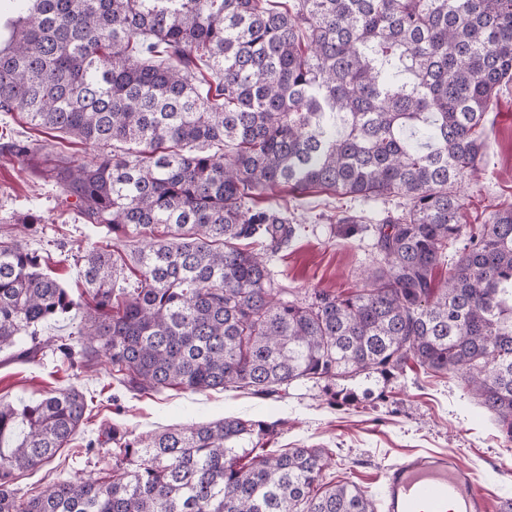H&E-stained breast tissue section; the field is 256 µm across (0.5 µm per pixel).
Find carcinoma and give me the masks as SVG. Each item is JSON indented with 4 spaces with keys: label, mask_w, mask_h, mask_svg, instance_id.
I'll use <instances>...</instances> for the list:
<instances>
[{
    "label": "carcinoma",
    "mask_w": 512,
    "mask_h": 512,
    "mask_svg": "<svg viewBox=\"0 0 512 512\" xmlns=\"http://www.w3.org/2000/svg\"><path fill=\"white\" fill-rule=\"evenodd\" d=\"M0 27V114L40 133L0 154L23 167L61 134L92 146L47 178L82 223L136 243L137 273L125 288L121 255L84 252L82 304L23 237L0 241V351L49 347L70 368L106 356L139 393L270 396L413 362L461 378L512 438V205L448 254L484 116L512 83V0H0ZM281 190L396 202L339 220L376 237L359 291L302 303L274 287L267 253L293 228L256 201ZM72 312L77 343L39 338ZM89 415L75 387L0 399V512H377L357 486L321 484L326 449L261 448L275 424L235 416L114 425L111 469L20 493L16 473Z\"/></svg>",
    "instance_id": "cac0c4a2"
}]
</instances>
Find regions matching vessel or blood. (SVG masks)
Instances as JSON below:
<instances>
[{
	"mask_svg": "<svg viewBox=\"0 0 512 512\" xmlns=\"http://www.w3.org/2000/svg\"><path fill=\"white\" fill-rule=\"evenodd\" d=\"M384 478L387 512H446L451 502L459 512L490 509L475 473L453 455H412L390 466Z\"/></svg>",
	"mask_w": 512,
	"mask_h": 512,
	"instance_id": "b4317fda",
	"label": "vessel or blood"
}]
</instances>
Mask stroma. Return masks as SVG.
<instances>
[{"mask_svg":"<svg viewBox=\"0 0 512 512\" xmlns=\"http://www.w3.org/2000/svg\"><path fill=\"white\" fill-rule=\"evenodd\" d=\"M483 137L478 172L461 187L463 221L468 226L483 223L498 207L512 204V85L501 90L487 113ZM51 164L50 157L37 155L21 168L0 156V218L7 220L0 225V234L9 235L12 222L37 212L42 230L30 244L47 256L52 276L76 295L80 287L75 255L110 245L112 236L59 205L55 186L42 176ZM288 205L294 234L287 248L270 261L276 287L290 290L300 300L317 290L335 295L359 290L363 271L376 257L373 232L362 227L345 236L337 215L347 207L373 218L379 216L382 203L317 193L289 199ZM110 370L107 363L61 369L48 349L31 362L0 351V398L28 402L74 385L93 407L75 442L61 449L51 464L20 478L17 488L25 491L88 477L104 456L102 434L112 424L140 434L232 415L275 423L267 447L326 449L332 462L323 474L324 483L347 481L374 499L383 495L386 468L425 451L454 454L472 469L490 498L491 512H504V501L512 499V440L474 401L464 382L451 375L412 364L389 382L362 381L358 402L344 405L331 401L323 381L297 382L272 396L235 389L137 393L126 390Z\"/></svg>","mask_w":512,"mask_h":512,"instance_id":"obj_1","label":"stroma"}]
</instances>
